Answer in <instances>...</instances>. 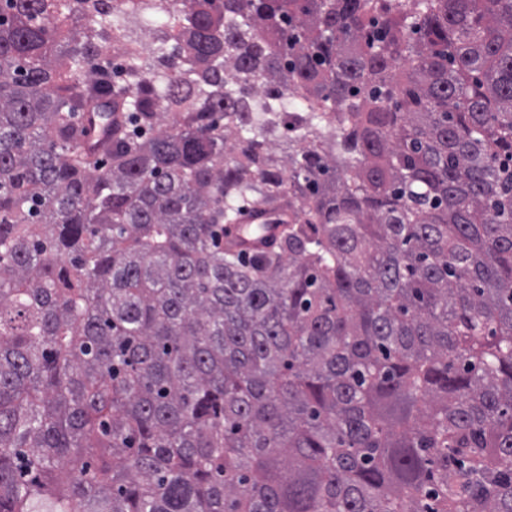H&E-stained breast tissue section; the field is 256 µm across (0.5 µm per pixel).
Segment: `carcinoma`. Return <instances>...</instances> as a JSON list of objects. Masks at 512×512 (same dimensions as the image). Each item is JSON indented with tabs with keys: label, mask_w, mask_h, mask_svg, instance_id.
Instances as JSON below:
<instances>
[{
	"label": "carcinoma",
	"mask_w": 512,
	"mask_h": 512,
	"mask_svg": "<svg viewBox=\"0 0 512 512\" xmlns=\"http://www.w3.org/2000/svg\"><path fill=\"white\" fill-rule=\"evenodd\" d=\"M0 512H512V0H0Z\"/></svg>",
	"instance_id": "cac0c4a2"
}]
</instances>
